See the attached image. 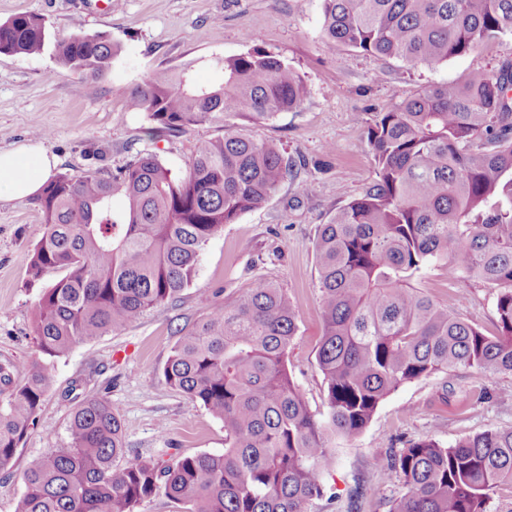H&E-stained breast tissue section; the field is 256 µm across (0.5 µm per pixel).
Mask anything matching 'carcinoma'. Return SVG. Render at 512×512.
Here are the masks:
<instances>
[{"label": "carcinoma", "mask_w": 512, "mask_h": 512, "mask_svg": "<svg viewBox=\"0 0 512 512\" xmlns=\"http://www.w3.org/2000/svg\"><path fill=\"white\" fill-rule=\"evenodd\" d=\"M322 33L331 46L436 65L512 37V0H323ZM49 44L59 65L95 79L118 53L108 35L78 24L51 41L38 15L0 23V53L39 55ZM210 65L218 84H199L187 65L123 90L155 135L224 115V136L199 142L185 171L151 151L115 173L101 157L55 175L34 198L45 232L28 275L59 277L35 306L37 358L25 381L0 362V471L35 426L53 361L178 301L211 238L293 172L276 145L231 120L257 125L300 107L305 80L258 48ZM367 142L374 184L338 208L315 243L326 421L311 414L288 368L297 331L288 294L259 279L182 334L163 367L167 385L224 423V453L163 467L129 458L122 420L88 389L69 445L27 463L17 512H136L161 488L184 512H312L324 496L329 438L358 436L390 393L462 367L512 375V61L375 113ZM432 267L496 289L499 333L484 334L417 287ZM378 469L406 489L389 512H488L491 494L512 487V427L448 447L419 439Z\"/></svg>", "instance_id": "obj_1"}]
</instances>
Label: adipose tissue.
<instances>
[{
	"instance_id": "ef3b65f1",
	"label": "adipose tissue",
	"mask_w": 512,
	"mask_h": 512,
	"mask_svg": "<svg viewBox=\"0 0 512 512\" xmlns=\"http://www.w3.org/2000/svg\"><path fill=\"white\" fill-rule=\"evenodd\" d=\"M54 161L42 150L0 152V199L36 195L52 175Z\"/></svg>"
}]
</instances>
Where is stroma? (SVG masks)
<instances>
[{
  "label": "stroma",
  "instance_id": "obj_1",
  "mask_svg": "<svg viewBox=\"0 0 512 512\" xmlns=\"http://www.w3.org/2000/svg\"><path fill=\"white\" fill-rule=\"evenodd\" d=\"M79 0H0V22L20 12L45 18L51 37L82 24L109 35L120 48L106 75L88 80L60 66L51 51L36 56L0 54V151L36 147L56 159V172L76 173L101 152L118 170L136 152L157 151L184 170L198 142L224 134V117L192 131L154 141L146 113L130 111L121 94L160 68L192 65L199 83L217 82L208 62L259 47L285 60L304 78L309 99L255 127L295 162L292 175L259 209L225 225L200 256L197 276L180 299L138 321L74 346L53 363L54 385L9 470L0 471V512H16L27 462L67 447L78 404L69 390L85 382L101 390L124 424L134 455L167 465L184 456L224 451V425L198 402L166 385L163 366L181 332L237 300L264 278L288 292L298 329L289 369L311 412L325 418V386L316 353L323 335L315 242L321 224L374 182L366 122L422 88L464 82L474 71L497 70L512 59L505 37L439 65L413 64L329 46L322 35L321 0H108L76 18ZM44 231L31 198L0 200V361L24 380L36 357L33 312L57 278L33 281L28 262ZM419 286L448 304L486 335L498 330L496 291L428 269ZM512 426V376H485L474 368L437 374L402 386L377 408L355 438H336L321 481L325 495L313 512H346L350 494L358 512H388L405 488L379 471L378 457L411 441L442 446L491 428Z\"/></svg>",
  "mask_w": 512,
  "mask_h": 512
}]
</instances>
